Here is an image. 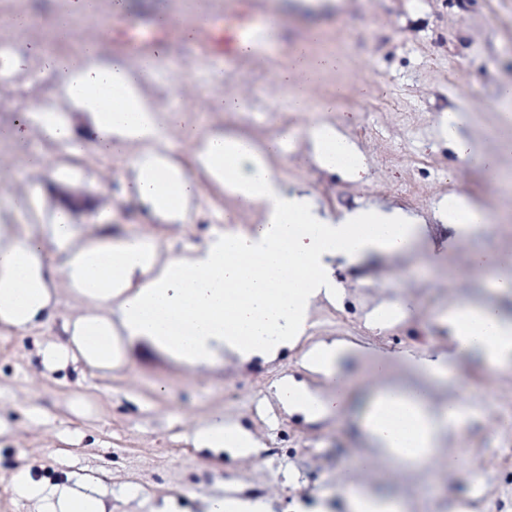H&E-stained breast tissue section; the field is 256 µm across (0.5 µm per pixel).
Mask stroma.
Returning a JSON list of instances; mask_svg holds the SVG:
<instances>
[{
  "instance_id": "1",
  "label": "stroma",
  "mask_w": 512,
  "mask_h": 512,
  "mask_svg": "<svg viewBox=\"0 0 512 512\" xmlns=\"http://www.w3.org/2000/svg\"><path fill=\"white\" fill-rule=\"evenodd\" d=\"M113 16L112 0L79 12L74 0H0V224L46 235L63 194L84 199L71 214L92 234L152 235L163 254L205 243L214 221L229 218L244 230L255 213L239 210L199 162V147L169 132L163 148L170 163L197 182L181 221L154 216L128 187L139 149L109 153L87 145L72 154L50 142L31 106L85 121L60 93L45 53L75 54L95 41L103 58L137 62L141 85L159 111L178 110L197 123L200 137L229 132L264 146L282 142L271 164L288 193L312 194L322 215L333 218L378 206L423 220L424 235L406 254L379 255L359 263L335 259V301L318 300L308 337L268 363L233 360L190 371L146 343L133 344L126 363L101 375L73 369L45 371L37 342H61L83 305L59 287L53 316L19 334L0 326V512H37L13 494L14 473L28 467L37 480L95 479L106 512H206L208 499L260 498L267 512H349L347 489L363 486L403 498L408 512H512V372L486 376L479 360L459 363L443 379L412 373L393 363L387 379L422 386L433 405L467 397L476 419L448 440L472 462L479 481L437 469L398 470L388 461L370 472L358 464L365 441L359 428L366 395L379 379L370 364H345L347 398L334 414L309 421L288 413L276 397L284 380L329 394L331 383L304 356L321 341L354 342L373 351L434 353L448 348L440 313L460 298L481 293L471 267L473 251L512 257V192L501 175L512 174V111L499 91L512 85V0H126ZM28 13L30 25L11 22ZM69 16L72 35L59 36L56 20ZM173 19L172 27L160 24ZM275 29L248 56L213 55L215 41L232 35L239 20ZM168 55H156L158 43ZM335 53L343 70L313 77L309 111L297 112L276 69L299 45ZM237 92V111L209 110V101ZM339 109L321 112L319 100ZM471 146L457 158L444 138L449 118ZM339 129L363 156L366 173L354 180L322 169L311 154V127ZM41 153L39 170L26 172L29 154ZM455 196L483 214L476 233L462 237L440 217ZM405 314L387 327L371 322L381 304ZM250 432L260 451L216 460L199 451L192 429L211 419Z\"/></svg>"
}]
</instances>
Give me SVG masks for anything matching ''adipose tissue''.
<instances>
[{
    "label": "adipose tissue",
    "mask_w": 512,
    "mask_h": 512,
    "mask_svg": "<svg viewBox=\"0 0 512 512\" xmlns=\"http://www.w3.org/2000/svg\"><path fill=\"white\" fill-rule=\"evenodd\" d=\"M47 68L73 105L88 117L85 135L53 112H40L45 134L70 150L85 141L110 150L142 145L134 161L132 192L154 214L179 218L195 193L193 179L154 151L165 124L140 89L126 60L102 61L97 43H83L69 57L50 56ZM340 55L310 58L299 47L277 69L280 83L294 87L315 72L342 68ZM187 143H199L203 169L237 200L243 210L258 209L261 223L247 231L211 235L188 253L161 258L145 237H89L60 210L49 226L62 256L63 275L86 310L70 322L67 342L39 343L43 365L54 371L79 367L101 373L122 366L132 343L143 341L189 369L208 367L232 355L243 361L264 358L297 345L307 334L313 303L336 295L331 264L375 254L408 252L421 233L408 215L369 207L340 219L321 215L308 196L288 194L269 164L278 141L258 148L248 138L221 134L199 139L195 126L181 127ZM312 153L328 170L351 178L365 171L354 145L337 129L319 126L309 133ZM52 273L43 255V238L17 234L0 225V325L19 333L41 323L55 304ZM441 318L451 347L446 357L426 356L413 366L426 375L474 356L493 371L512 369V318L479 296L449 304ZM354 345L324 343L308 354L310 366L330 379H341L343 364L355 356ZM279 402L309 417L334 413L344 391L321 396L295 383L277 388ZM472 414L460 401L447 408L429 407L425 392L413 384L392 385L370 394L360 427L368 444L360 464L372 467L386 459L404 467L435 460L442 438L458 434ZM193 439L215 453H257L252 437L240 428H225L214 419L198 425ZM14 494L34 501L39 512H106L103 493L89 478L71 484L35 480L19 469Z\"/></svg>",
    "instance_id": "ef3b65f1"
}]
</instances>
